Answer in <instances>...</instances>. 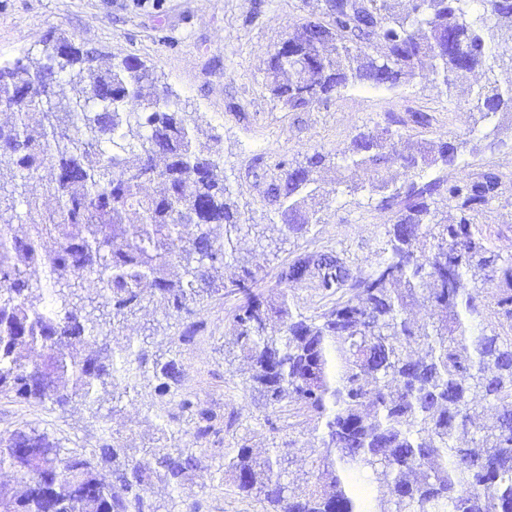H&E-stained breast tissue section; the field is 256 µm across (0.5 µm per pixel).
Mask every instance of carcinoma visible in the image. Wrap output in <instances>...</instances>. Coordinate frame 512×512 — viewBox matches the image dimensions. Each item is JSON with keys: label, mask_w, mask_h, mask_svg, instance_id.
Instances as JSON below:
<instances>
[{"label": "carcinoma", "mask_w": 512, "mask_h": 512, "mask_svg": "<svg viewBox=\"0 0 512 512\" xmlns=\"http://www.w3.org/2000/svg\"><path fill=\"white\" fill-rule=\"evenodd\" d=\"M324 2V19L288 33L269 61L268 87L289 109L350 84L399 86L426 58L448 91L481 73L467 111L512 118V85H501L488 52L504 39L488 19L512 31V0H412L403 13L396 0ZM62 81L72 96H59ZM0 107L14 116L0 123V396L94 411L106 398L134 401L151 382L156 399L144 410L162 441L130 448L104 419L99 446L78 454L36 429L15 431L0 438V470L22 491L0 488V512H47L50 501L54 512H159L152 478L179 494L199 463L176 444L165 397H179L201 446L224 418L178 391L176 358L151 361L120 337L123 323L146 301L196 315L252 225L234 209L217 137L137 57L104 68L97 52L53 35L41 58L0 67ZM390 137L376 126L340 152L373 169L371 189L395 213L388 257L367 276L327 254L283 273L341 293L332 309L307 316L286 294L275 303L253 295L256 272L244 265L223 281L246 295L231 336L246 388L273 413L284 402L302 409L318 452L303 484L283 470L293 441L263 456L243 445L222 473L272 512H512V266L500 267L473 224L498 179L428 180L425 169L454 164L462 144ZM326 161L316 152L304 165H276L264 195L278 231L307 232ZM392 167L405 179L391 187ZM33 180L56 208L31 193ZM445 196L458 215L439 221L434 204ZM132 213L140 223H129ZM470 274L499 288L485 298L468 287ZM89 277L96 291L85 296ZM416 308L428 310L421 324ZM495 321L509 332L487 330ZM198 330L184 325L171 344L193 343Z\"/></svg>", "instance_id": "cac0c4a2"}]
</instances>
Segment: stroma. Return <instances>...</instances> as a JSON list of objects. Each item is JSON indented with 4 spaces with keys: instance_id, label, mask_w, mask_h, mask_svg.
I'll return each instance as SVG.
<instances>
[{
    "instance_id": "35a3bbf8",
    "label": "stroma",
    "mask_w": 512,
    "mask_h": 512,
    "mask_svg": "<svg viewBox=\"0 0 512 512\" xmlns=\"http://www.w3.org/2000/svg\"><path fill=\"white\" fill-rule=\"evenodd\" d=\"M322 5L323 0H0V61L39 56L45 39L60 33L110 59L139 58L182 108L197 113L219 136L226 183L241 219L249 224L279 221L262 187L270 165L280 160L295 166L317 151L336 155L360 131L375 126H390L393 136L413 143L466 140L453 166L432 168L427 175L452 181L498 177V194L477 222L491 250L511 262L512 128L495 129L493 121L459 108L470 87L480 85V76L453 93L428 73L394 88L350 86L302 112L284 108L270 94L272 54L289 30L320 18ZM415 111L428 113L429 124L410 122ZM371 180L366 169L331 168L320 183L323 205L307 233L289 235L278 250L259 248L250 238L242 241L236 257L257 271L252 292L268 299L288 293L301 312L317 315L332 307L337 296L309 282L285 281L283 272L298 257L331 254L364 276L386 259L393 211L381 208L378 196L347 190L349 184L364 187ZM242 301V294L222 292L205 300L198 308L203 323L198 337L181 349L182 391L223 415L226 428L222 444L208 448L184 438L183 447L194 448L199 466L181 498H172L164 482H153L161 512H185L198 497L207 499L208 512H264L263 504L241 494L231 480L218 478L225 461L243 445L261 452L291 437L299 447L292 477L301 478L310 466L314 443L304 433L303 416L291 406L268 415L245 388L244 366L224 346ZM181 328L180 319L150 304L125 320L123 333L147 339L150 354L162 355L169 337ZM153 396L152 388L140 389L139 402L124 403L109 420L131 447H146L153 435L142 408ZM31 428L79 453L96 448L100 438L81 402L59 409L1 397L0 436Z\"/></svg>"
}]
</instances>
